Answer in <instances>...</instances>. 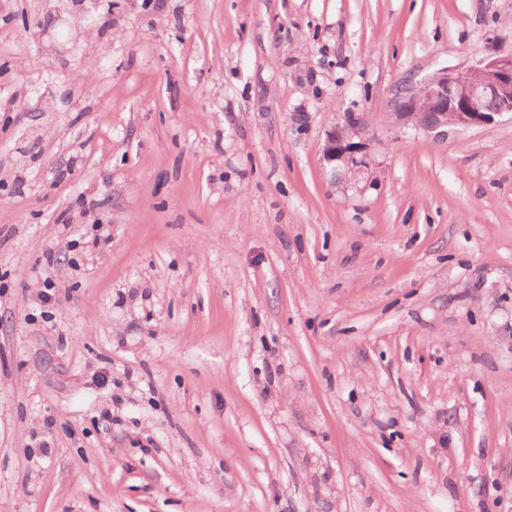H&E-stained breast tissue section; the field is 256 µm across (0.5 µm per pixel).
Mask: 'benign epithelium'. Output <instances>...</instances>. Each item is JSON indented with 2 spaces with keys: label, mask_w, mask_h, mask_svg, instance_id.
<instances>
[{
  "label": "benign epithelium",
  "mask_w": 512,
  "mask_h": 512,
  "mask_svg": "<svg viewBox=\"0 0 512 512\" xmlns=\"http://www.w3.org/2000/svg\"><path fill=\"white\" fill-rule=\"evenodd\" d=\"M391 107L399 126L423 130L484 125L512 116V53L484 56L463 70L444 68L402 86ZM364 128L363 117L348 114L328 132L324 159L333 184L341 186L371 170L374 147Z\"/></svg>",
  "instance_id": "1"
}]
</instances>
